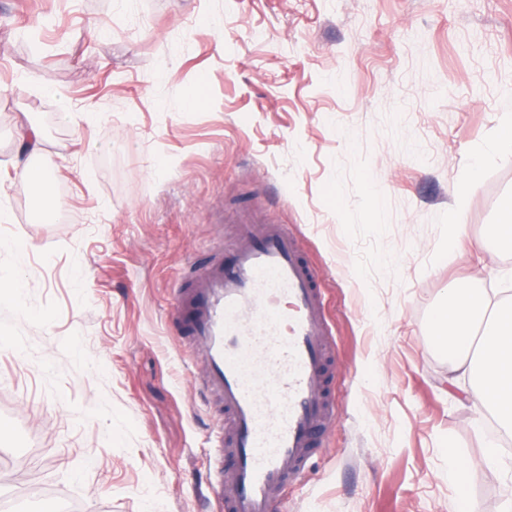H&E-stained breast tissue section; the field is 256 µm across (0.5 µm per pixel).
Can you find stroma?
I'll return each instance as SVG.
<instances>
[{"label": "stroma", "mask_w": 512, "mask_h": 512, "mask_svg": "<svg viewBox=\"0 0 512 512\" xmlns=\"http://www.w3.org/2000/svg\"><path fill=\"white\" fill-rule=\"evenodd\" d=\"M1 86L0 507L214 512L218 414L174 287L254 210L319 269L335 350L338 419L281 512H500L497 427L431 319L449 283L512 289V251L479 247L512 147L448 242L512 114V0H0ZM24 115L64 222L14 168ZM508 142L512 144V117L501 122L495 133L476 149L473 164L465 171L455 188L456 209L451 222H449L456 231L454 239L457 236V231L462 227L457 223L460 221L470 194L479 182L483 168L496 158L502 145Z\"/></svg>", "instance_id": "obj_1"}]
</instances>
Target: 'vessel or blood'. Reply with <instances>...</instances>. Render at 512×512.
I'll return each mask as SVG.
<instances>
[{
	"label": "vessel or blood",
	"instance_id": "vessel-or-blood-1",
	"mask_svg": "<svg viewBox=\"0 0 512 512\" xmlns=\"http://www.w3.org/2000/svg\"><path fill=\"white\" fill-rule=\"evenodd\" d=\"M175 311L227 423L217 464L230 475L213 487L220 512H276L336 419L315 268L287 225L247 224L229 260L179 289Z\"/></svg>",
	"mask_w": 512,
	"mask_h": 512
}]
</instances>
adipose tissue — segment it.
<instances>
[{"instance_id":"1","label":"adipose tissue","mask_w":512,"mask_h":512,"mask_svg":"<svg viewBox=\"0 0 512 512\" xmlns=\"http://www.w3.org/2000/svg\"><path fill=\"white\" fill-rule=\"evenodd\" d=\"M512 143V117L500 123L481 144L473 164L455 189L456 209L464 211L485 166L505 143ZM42 149L38 130L30 122L17 125L16 170L41 187L50 180L32 169L30 159ZM438 341L452 354L449 383H471L470 401L477 417L491 416L500 432L512 433V301L493 302L487 291L452 285L448 300L432 318Z\"/></svg>"}]
</instances>
